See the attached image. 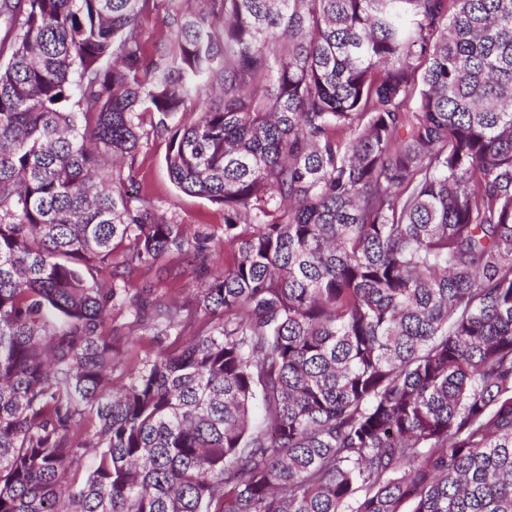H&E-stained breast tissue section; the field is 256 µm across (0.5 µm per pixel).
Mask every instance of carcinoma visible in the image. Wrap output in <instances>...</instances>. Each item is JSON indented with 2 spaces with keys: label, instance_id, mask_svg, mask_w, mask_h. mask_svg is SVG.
<instances>
[{
  "label": "carcinoma",
  "instance_id": "cac0c4a2",
  "mask_svg": "<svg viewBox=\"0 0 512 512\" xmlns=\"http://www.w3.org/2000/svg\"><path fill=\"white\" fill-rule=\"evenodd\" d=\"M177 2L0 0V512H512V0ZM157 10L152 14L151 19L144 27V39L151 46L162 37L167 28L165 20L168 11L169 0H157ZM166 143L165 137L142 141L136 162L138 179L160 213L184 224L190 235L199 231L207 233L218 252L209 269L195 268L180 254L171 253L162 264L169 272L181 274L169 276L165 270L159 273L155 270L126 271V288L129 296L138 295L146 286L152 289L149 297L188 304L194 289L206 282L213 271L224 268V210L205 198L179 191L170 182L164 162Z\"/></svg>",
  "mask_w": 512,
  "mask_h": 512
}]
</instances>
